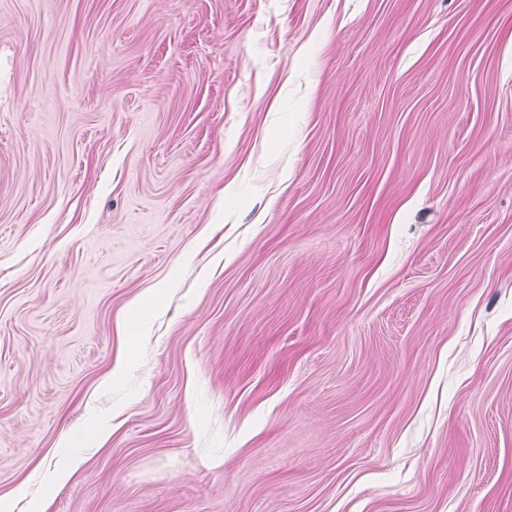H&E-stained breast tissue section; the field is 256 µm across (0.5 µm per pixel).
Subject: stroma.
<instances>
[{
    "label": "stroma",
    "instance_id": "obj_1",
    "mask_svg": "<svg viewBox=\"0 0 512 512\" xmlns=\"http://www.w3.org/2000/svg\"><path fill=\"white\" fill-rule=\"evenodd\" d=\"M0 512H512V0H0Z\"/></svg>",
    "mask_w": 512,
    "mask_h": 512
}]
</instances>
